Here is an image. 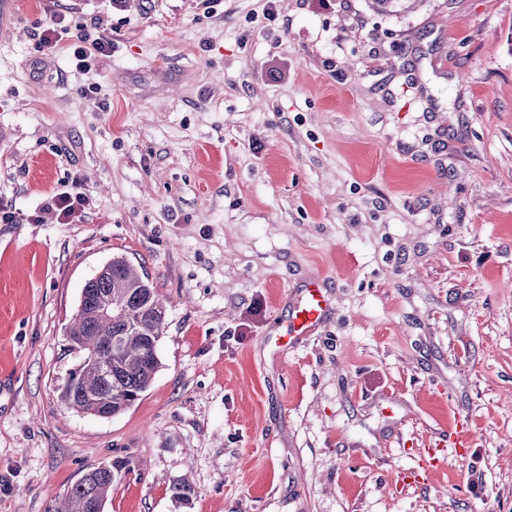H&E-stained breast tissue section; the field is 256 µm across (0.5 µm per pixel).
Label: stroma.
I'll list each match as a JSON object with an SVG mask.
<instances>
[{"mask_svg":"<svg viewBox=\"0 0 512 512\" xmlns=\"http://www.w3.org/2000/svg\"><path fill=\"white\" fill-rule=\"evenodd\" d=\"M56 14L111 54L39 50ZM0 204V512L98 464L104 512H512V0H12ZM116 256L167 313L100 418L60 393ZM315 274L325 323L268 344ZM69 49H72L70 57L75 68L79 71H89L92 66L93 58H95L96 55H106L112 52V42L106 39H96L93 42V52L88 51L84 46H77L75 44H71ZM52 199L58 216L66 224H70L76 219L79 220L87 203L86 198L80 192L61 191L56 193Z\"/></svg>","mask_w":512,"mask_h":512,"instance_id":"stroma-1","label":"stroma"}]
</instances>
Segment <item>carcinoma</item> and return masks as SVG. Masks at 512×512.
<instances>
[{
	"instance_id": "cac0c4a2",
	"label": "carcinoma",
	"mask_w": 512,
	"mask_h": 512,
	"mask_svg": "<svg viewBox=\"0 0 512 512\" xmlns=\"http://www.w3.org/2000/svg\"><path fill=\"white\" fill-rule=\"evenodd\" d=\"M381 12L409 8L410 0H369ZM166 317V302L143 270L124 257L112 258V270L88 280L68 329L72 347L83 353L60 399L77 412L116 416L151 385L159 367L157 346ZM112 348V368L93 353ZM119 466L98 465L80 478L56 503L53 512H92L112 492Z\"/></svg>"
}]
</instances>
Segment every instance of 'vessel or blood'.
Masks as SVG:
<instances>
[{
    "instance_id": "b4317fda",
    "label": "vessel or blood",
    "mask_w": 512,
    "mask_h": 512,
    "mask_svg": "<svg viewBox=\"0 0 512 512\" xmlns=\"http://www.w3.org/2000/svg\"><path fill=\"white\" fill-rule=\"evenodd\" d=\"M330 310V299L319 279H311L288 311L281 333L273 336L276 346L314 334L323 324Z\"/></svg>"
}]
</instances>
